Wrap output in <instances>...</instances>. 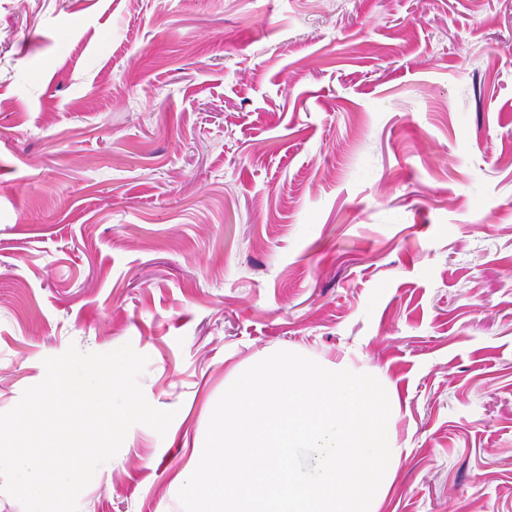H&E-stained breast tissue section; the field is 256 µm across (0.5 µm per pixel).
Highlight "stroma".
<instances>
[{
  "label": "stroma",
  "instance_id": "35a3bbf8",
  "mask_svg": "<svg viewBox=\"0 0 512 512\" xmlns=\"http://www.w3.org/2000/svg\"><path fill=\"white\" fill-rule=\"evenodd\" d=\"M127 343L176 416L79 512L280 350L393 393L378 512H512V0H0V413Z\"/></svg>",
  "mask_w": 512,
  "mask_h": 512
}]
</instances>
